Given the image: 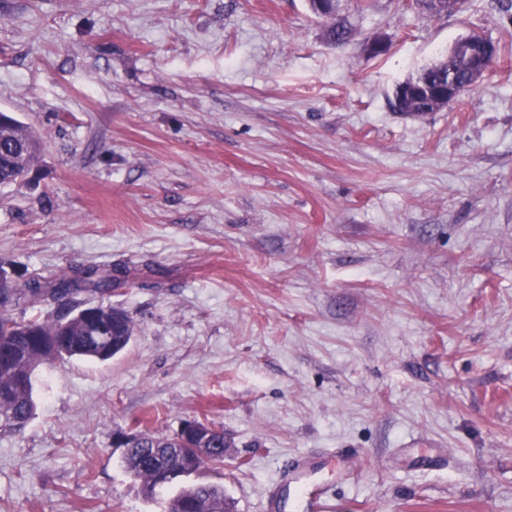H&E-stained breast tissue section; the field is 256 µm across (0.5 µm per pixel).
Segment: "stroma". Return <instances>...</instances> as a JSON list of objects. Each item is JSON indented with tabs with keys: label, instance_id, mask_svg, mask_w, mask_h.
<instances>
[{
	"label": "stroma",
	"instance_id": "obj_1",
	"mask_svg": "<svg viewBox=\"0 0 512 512\" xmlns=\"http://www.w3.org/2000/svg\"><path fill=\"white\" fill-rule=\"evenodd\" d=\"M342 5L337 46L308 0H0V111L44 147L0 188V266L126 267L99 302L135 323L109 361L38 367L0 512H166L112 437L198 417L227 447L191 480L236 512H299L303 455L338 512H512V14ZM474 31L503 46L478 86L391 110ZM309 6L312 13L316 16H333L335 22L328 28L327 37L329 41L335 45H343L348 42L350 36V28L347 26L346 21L339 17L338 12L336 15L330 12H319L316 1L309 0Z\"/></svg>",
	"mask_w": 512,
	"mask_h": 512
}]
</instances>
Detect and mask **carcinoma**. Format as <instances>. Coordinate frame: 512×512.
I'll use <instances>...</instances> for the list:
<instances>
[{"label":"carcinoma","mask_w":512,"mask_h":512,"mask_svg":"<svg viewBox=\"0 0 512 512\" xmlns=\"http://www.w3.org/2000/svg\"><path fill=\"white\" fill-rule=\"evenodd\" d=\"M335 22L328 28L327 37L335 45L348 42L350 28L346 21L334 15ZM456 71L461 91L472 89L467 70L459 62L448 56L435 63L424 73L431 80L448 78V69ZM389 105L395 112L411 114L423 113L408 101L403 85H398L389 99ZM41 157L40 139L31 128L14 115H9L0 128V186L22 187L23 172H31L38 167ZM127 283V271L119 268L104 271L88 267L76 271L69 277L46 280L30 275L22 285L9 289L13 304L22 305L36 302L34 295L42 291L43 300L63 299L68 296L85 293L89 296L101 294ZM70 311L59 307L27 320H16L12 315L0 311V417L6 419L22 418L28 420L35 409L33 399V375L35 368L45 362H55V352L63 349L68 357H84L101 361L112 358V351L122 348L129 333L127 321L130 315L124 309L115 312H101L96 318L71 315L68 322H62ZM104 325L112 336L108 343H99L92 338L98 326ZM221 465L224 463V445L220 444L207 450L201 457L193 452L183 455L177 453L165 458L167 469L178 474L197 471L204 463ZM124 467L134 480L141 482L146 495L156 491L157 466L154 458L142 448H131L124 457ZM207 502L209 512H225L233 507L224 495L221 485L204 484L200 487L187 485L181 487L169 502L168 512H199L200 500Z\"/></svg>","instance_id":"obj_1"}]
</instances>
